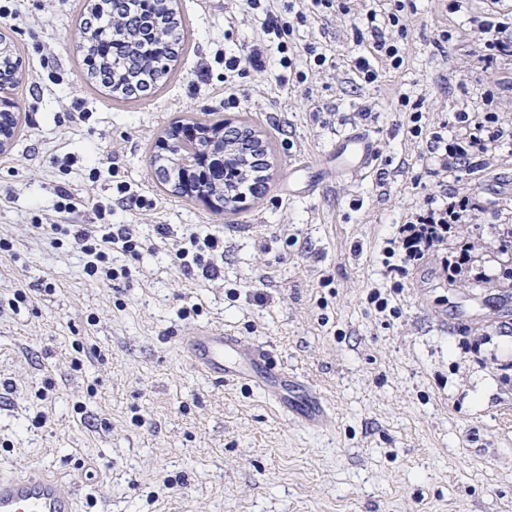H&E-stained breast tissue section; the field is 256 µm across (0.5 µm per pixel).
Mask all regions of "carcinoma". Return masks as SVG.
Returning <instances> with one entry per match:
<instances>
[{"instance_id": "cac0c4a2", "label": "carcinoma", "mask_w": 512, "mask_h": 512, "mask_svg": "<svg viewBox=\"0 0 512 512\" xmlns=\"http://www.w3.org/2000/svg\"><path fill=\"white\" fill-rule=\"evenodd\" d=\"M89 6L79 22V28L88 34L81 63L86 78L98 80L118 102L134 99L138 76L145 79L147 90L160 89L175 59L172 46L185 41L168 0H142L133 6L126 0H89ZM18 65L13 54H0V66L8 68L7 73H0L1 84H14ZM201 127L214 136L240 137L239 130L222 120L205 122ZM152 164L159 184L176 190L182 180L181 168L157 155Z\"/></svg>"}]
</instances>
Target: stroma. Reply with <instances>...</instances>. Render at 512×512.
<instances>
[{
  "instance_id": "1",
  "label": "stroma",
  "mask_w": 512,
  "mask_h": 512,
  "mask_svg": "<svg viewBox=\"0 0 512 512\" xmlns=\"http://www.w3.org/2000/svg\"><path fill=\"white\" fill-rule=\"evenodd\" d=\"M84 3L17 0L19 19L0 18L21 63L20 129L0 153V238L12 244L0 252V471L67 475L81 512H512V380L499 370L512 361V306L500 303L512 285L449 280L429 256L391 294L390 312L367 301L390 285L385 239L434 182L399 97L423 100L436 122L467 105L512 122V98L497 92L512 57L488 71L477 60L490 5L404 0L405 64L361 86L351 60L365 49L347 18L308 20L294 39L324 46L332 68L298 56L305 77L286 89L275 64L245 69L228 109L214 56L262 36L236 0H176L189 43L161 92L129 105L80 73ZM440 28L452 34L443 48ZM208 117L246 122L269 146V189L242 210L177 195L154 174L171 124ZM353 127L377 138L387 184L341 181L310 203L289 198L292 161L319 157ZM107 157L117 170L90 180L88 159ZM116 178L159 204L110 216L145 240L140 256L113 255L130 276L112 287L89 279L70 237L50 226L59 186L77 198L71 223L93 224L92 205L111 199ZM458 186L477 195L482 224L512 211V143ZM158 224L173 237L156 235ZM193 230L223 237V280L181 275L175 237ZM207 324L266 345L321 389L332 430L302 429L256 390L197 373L178 338Z\"/></svg>"
}]
</instances>
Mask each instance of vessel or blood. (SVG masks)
I'll use <instances>...</instances> for the list:
<instances>
[{
  "instance_id": "obj_1",
  "label": "vessel or blood",
  "mask_w": 512,
  "mask_h": 512,
  "mask_svg": "<svg viewBox=\"0 0 512 512\" xmlns=\"http://www.w3.org/2000/svg\"><path fill=\"white\" fill-rule=\"evenodd\" d=\"M337 179L356 180L373 173L379 163L376 139L367 130L352 128L336 135L325 149ZM322 165L302 161L293 168V196L323 193ZM182 352L205 377L243 383L258 390L280 415L313 432L333 423L328 402L312 383L288 371L261 346L244 348L239 336L220 327L203 326L180 337ZM80 493L63 477L30 469L0 473V512H80Z\"/></svg>"
}]
</instances>
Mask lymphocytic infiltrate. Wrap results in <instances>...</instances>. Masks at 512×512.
<instances>
[{
    "label": "lymphocytic infiltrate",
    "instance_id": "obj_1",
    "mask_svg": "<svg viewBox=\"0 0 512 512\" xmlns=\"http://www.w3.org/2000/svg\"><path fill=\"white\" fill-rule=\"evenodd\" d=\"M246 12L256 17L266 37L265 43L246 45L235 52L219 55L224 65V105L236 107L238 97L234 91V78L245 68L263 70L266 66L267 44H275L278 65L288 71L295 64L297 51H305L312 58L315 69L328 66L330 58L312 43L297 48L290 37L295 24L305 23L308 14L351 13L347 0H244ZM402 0H390L384 13L366 9L355 14L354 24L364 27L370 39L368 56L357 57L355 75L365 83H373L379 73L376 62H384L398 70L405 63L403 40L407 36V23ZM401 107L407 114V128L412 139L423 146L420 156L423 168L437 177V188L422 201L412 206L403 224L387 238L381 250V264L390 278H403L409 266L426 256L437 255L449 279L475 277L489 288L500 287L499 277L478 272L474 264L485 257L500 261L512 257V224L494 225L491 237L483 234L460 235L463 224L475 223L480 205L474 193L449 188V181L459 178L460 171L480 168V160L491 155L504 144L512 142V124L505 122L496 112H472L461 108L449 113L446 120L430 122L421 103L401 97ZM73 239L85 255V274L101 282H113L126 277V268H115L112 256L116 253L139 255L144 243L132 224H80ZM224 256V241L213 234L190 232L183 236L176 258L184 276L201 281H215L221 276L220 261Z\"/></svg>",
    "mask_w": 512,
    "mask_h": 512
}]
</instances>
